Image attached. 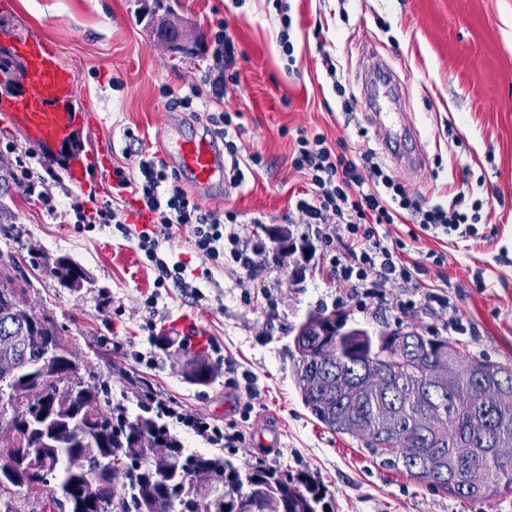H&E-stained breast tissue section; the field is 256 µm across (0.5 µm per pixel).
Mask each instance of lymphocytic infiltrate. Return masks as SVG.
Masks as SVG:
<instances>
[{
    "mask_svg": "<svg viewBox=\"0 0 512 512\" xmlns=\"http://www.w3.org/2000/svg\"><path fill=\"white\" fill-rule=\"evenodd\" d=\"M209 52L208 91L190 86L188 93L175 98V106L192 112L210 111L222 103L228 86L236 84L239 54L224 21L216 23ZM293 166L311 186L310 192L296 200L295 210L302 223L317 226L329 254L330 273L337 283L349 287L351 298L361 305L371 300L381 302L403 316L421 308L447 314L452 307L447 290L421 288L422 278L431 267L444 266V254L430 251L425 257L411 258V244L391 237L382 227L407 218L423 230L463 238L472 233L469 214L480 211V204L465 212L456 202L444 206L421 201L376 162L373 152L354 156L335 153L320 133L297 137ZM114 175L118 188L132 190L142 210L149 212L148 225L127 223L108 202L89 208L77 200L66 215L79 224L115 226L124 238L136 241L159 272L157 284L184 280L186 262L170 263L158 254L177 224L191 226L195 253L214 262L227 259L246 273L248 282H255L265 269V245L243 241L236 214L203 207L163 160L143 155L138 160L137 177L127 176L121 169ZM154 409L159 418L192 432L212 447L241 448L246 444L242 431L226 430L165 400L155 399Z\"/></svg>",
    "mask_w": 512,
    "mask_h": 512,
    "instance_id": "obj_1",
    "label": "lymphocytic infiltrate"
}]
</instances>
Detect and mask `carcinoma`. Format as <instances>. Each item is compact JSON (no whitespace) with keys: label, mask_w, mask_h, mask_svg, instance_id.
Instances as JSON below:
<instances>
[{"label":"carcinoma","mask_w":512,"mask_h":512,"mask_svg":"<svg viewBox=\"0 0 512 512\" xmlns=\"http://www.w3.org/2000/svg\"><path fill=\"white\" fill-rule=\"evenodd\" d=\"M58 283L79 291L86 270L68 256L46 264ZM32 282L14 257L0 254V394L12 414L0 415V512H24L37 492L53 486L60 512H317V491L303 479L257 465L187 454L153 417L128 415L112 402L107 383L64 343L52 314L32 302ZM294 329L292 376L304 406L327 429L351 434L350 420L371 434L364 447L384 466L427 482L450 498L492 501L512 497V463L488 449L512 444V368L470 353L440 336L383 329L371 336H331L339 357L311 385L319 336ZM51 348L53 357L44 358ZM446 351L460 374L427 390L432 358ZM186 379L207 385L215 371L207 355L183 362ZM374 374L387 393L351 400L336 378ZM499 389L493 406L479 391ZM431 412L426 431L417 421ZM463 440L466 457L451 453ZM412 446L410 458L400 449ZM222 493H217L218 489Z\"/></svg>","instance_id":"1"}]
</instances>
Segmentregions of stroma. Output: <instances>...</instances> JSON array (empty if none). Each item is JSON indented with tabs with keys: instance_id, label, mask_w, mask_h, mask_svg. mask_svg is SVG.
Instances as JSON below:
<instances>
[{
	"instance_id": "obj_1",
	"label": "stroma",
	"mask_w": 512,
	"mask_h": 512,
	"mask_svg": "<svg viewBox=\"0 0 512 512\" xmlns=\"http://www.w3.org/2000/svg\"><path fill=\"white\" fill-rule=\"evenodd\" d=\"M278 0H164L190 41L207 44L215 19H224L240 57L239 82L222 108L239 128L241 153L261 162L241 185L220 178L200 187L189 176L181 186L205 207L232 211L246 241L267 247L265 288H245L243 271L213 266L189 246L190 230L176 227L160 257L188 263L185 287H156L157 270L139 250L108 227L67 223L63 212L73 196L111 202L126 217L139 205L130 191H116L111 176L92 173L93 188L78 190L66 166L54 164L50 188L59 209L49 215L13 177L9 148L38 152L18 129L0 123V253L26 256L36 250L45 264L28 269L31 298L55 318L72 350L107 379L120 400L130 377L148 379L157 394L217 423H236L246 447L220 454L238 466L266 465L305 475L319 488L327 512H512V498L454 499L373 462L360 439L333 433L303 405L293 382V329L311 311L343 312L349 323L377 331L413 328L447 336L470 352L512 366V0H279L293 19V58L278 43ZM6 23L56 44L64 64L79 78L78 99L99 124L78 144L94 149L110 137L112 164L127 170L130 138L143 152L177 168L160 143L172 131L213 139L223 147L206 114L170 108L163 89L185 93L203 84L205 53L183 54L158 43L144 18L141 0H10ZM340 68L347 92L356 97L354 118L342 112L324 58ZM385 61L398 84L380 98L382 111L413 120L424 145L419 168L393 166L367 107L363 79ZM324 134L336 152L374 150L377 160L410 194L430 203L481 201L473 236L445 242L420 232V251L445 252L444 270H431L429 284L447 279L448 293L472 333L445 332L443 316L420 312L396 317L383 305L360 310L348 299L336 304L339 285L330 276L329 256L314 226L289 210L306 182L292 166L300 133ZM289 229L312 249L300 277L279 252L270 229ZM67 255L87 271L82 290L60 286L45 270ZM154 310H146L148 297ZM189 318L200 328L199 351L216 371L209 385L189 383L182 371L184 350L172 348L157 365L137 361L151 338L170 334Z\"/></svg>"
}]
</instances>
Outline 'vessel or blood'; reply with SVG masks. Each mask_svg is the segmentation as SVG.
<instances>
[{"label":"vessel or blood","instance_id":"vessel-or-blood-1","mask_svg":"<svg viewBox=\"0 0 512 512\" xmlns=\"http://www.w3.org/2000/svg\"><path fill=\"white\" fill-rule=\"evenodd\" d=\"M0 50L22 65L20 92L0 96V119L40 144L47 158L69 153L70 178L77 185H85L86 169L74 153V144L93 121L74 104L76 73L61 64L53 43L16 26L0 28ZM177 157L181 168L201 185L209 183L218 166L215 147L205 138L181 141Z\"/></svg>","mask_w":512,"mask_h":512}]
</instances>
